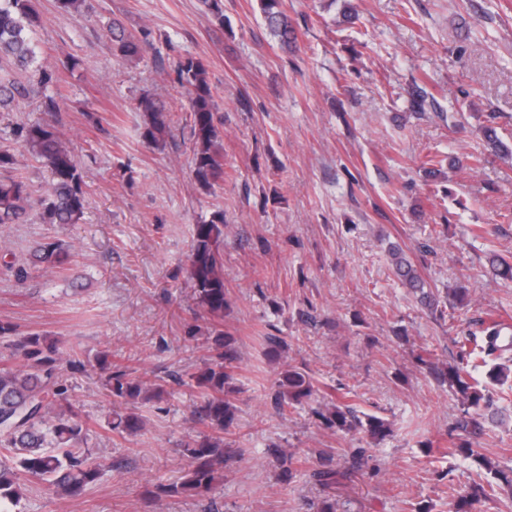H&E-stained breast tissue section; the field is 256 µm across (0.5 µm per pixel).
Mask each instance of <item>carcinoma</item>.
<instances>
[{"label": "carcinoma", "mask_w": 512, "mask_h": 512, "mask_svg": "<svg viewBox=\"0 0 512 512\" xmlns=\"http://www.w3.org/2000/svg\"><path fill=\"white\" fill-rule=\"evenodd\" d=\"M212 23L224 27L223 0H200ZM270 34L283 48L293 39L287 16L280 9V0H259ZM66 12L91 14L95 0H58ZM39 16L32 0H0V111L8 110L14 102L35 95H46L53 82V72L37 64L35 44L31 38ZM112 42L126 60L143 57L149 44L135 38L119 22L112 23ZM33 70L27 81L19 74ZM181 82L187 86L193 115L192 137L194 173L197 182L209 187L224 177V154L220 151V131L216 105L203 60L186 57L177 64ZM146 123V133L155 139L168 126L167 115L153 99L139 102ZM486 151L502 158L512 157V145L505 143L491 126L482 129ZM20 147L50 168L53 179L46 194L32 198L25 182L19 178L0 179V224H20L38 208L50 224H76L85 208L82 190L83 175L62 133L41 125L20 124L16 128ZM219 215L207 224H198L190 257V278L196 299L211 321V332L205 344L211 350L204 366L187 374V385L201 390L203 400L196 413L209 433L199 436L186 448L191 459L188 469L174 481L158 484L145 491L146 499L159 502L168 496L204 497L222 480L224 431L232 426L235 406L229 398L230 386L239 364L234 339L224 334L223 259L220 252L224 235ZM394 270L410 288L424 287L423 280L405 254L398 248L390 250ZM65 261L62 244L51 241L39 244L30 254L26 266L16 274L24 279L31 269L45 274L55 273ZM479 333L466 332L455 346L458 362L447 372L437 373L438 379L448 381L456 390L461 416L456 422L459 430L454 450L463 457L475 455L472 439L483 432V422L498 417L499 408L493 393L479 386L472 371L494 363L490 378L494 382L507 379L512 362V325L488 313L478 320ZM0 343L13 350L20 363L0 364V504L7 501L18 506L29 483L36 480L47 485L58 496L76 500L92 488L101 477L104 461L92 457L83 448L87 433L75 403L63 397V371L67 365L80 361L76 346L65 351L60 340L46 331L21 332L10 321H0ZM96 364L106 373L104 389L108 396L124 405L135 406L141 401L160 398L165 386L134 376L130 365L112 359V351L104 350ZM313 393L311 378L296 369H288L279 380L276 399L280 406L300 404ZM330 430L351 432L362 430L382 439L390 434V424L383 418H361L346 403H331L319 413ZM144 421L135 412L117 418L111 430L126 436L136 435ZM485 469L492 475L486 483H476L471 490L454 499L448 512H480V504L501 483L512 487V469L503 470L489 459L482 458ZM342 473L332 466L329 456L322 458L321 468L312 477L322 486L338 483Z\"/></svg>", "instance_id": "cac0c4a2"}]
</instances>
